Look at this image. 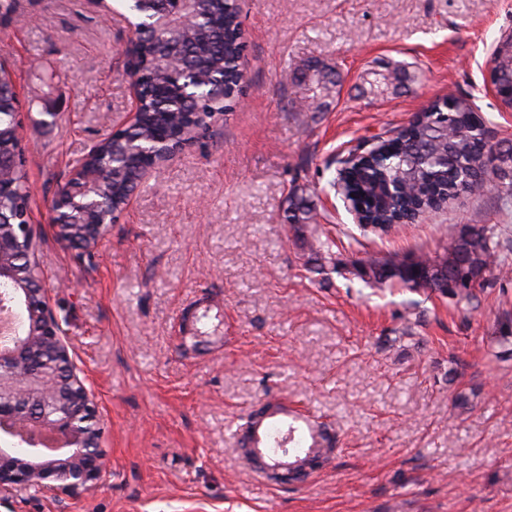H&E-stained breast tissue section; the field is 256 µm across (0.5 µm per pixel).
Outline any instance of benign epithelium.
I'll return each mask as SVG.
<instances>
[{
	"mask_svg": "<svg viewBox=\"0 0 512 512\" xmlns=\"http://www.w3.org/2000/svg\"><path fill=\"white\" fill-rule=\"evenodd\" d=\"M102 221L82 231L81 245L96 246L108 231ZM32 236L30 224L0 231V281L18 279L16 266L7 260L17 235ZM18 301L38 321L28 340L0 342V365H15L18 371L0 372V485L69 490L96 481L104 468L100 436L92 426L96 416L93 394L79 377L50 304L48 290L35 281L18 293ZM40 346L57 358L64 372L47 371L26 364L22 355ZM37 399L52 407V417L33 420L27 416V402ZM46 429L63 441V448L49 452L33 442L24 455L8 448L20 426Z\"/></svg>",
	"mask_w": 512,
	"mask_h": 512,
	"instance_id": "obj_1",
	"label": "benign epithelium"
}]
</instances>
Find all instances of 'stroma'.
Returning a JSON list of instances; mask_svg holds the SVG:
<instances>
[{"mask_svg": "<svg viewBox=\"0 0 512 512\" xmlns=\"http://www.w3.org/2000/svg\"><path fill=\"white\" fill-rule=\"evenodd\" d=\"M239 107L204 145L157 165L103 238L77 258L51 205L89 149L134 107L120 17L87 0H15L0 61L21 104L41 279L94 396L104 471L70 493L0 488V512H512V276L473 296L366 287L308 270L284 211L310 196L342 263L367 251L439 250L452 225L493 228L512 256V203L460 196L386 241L329 182L336 160L387 136L447 92L512 140V108L487 82L512 0H242ZM311 61L342 85L300 111L290 70ZM410 81L361 95L368 73ZM210 308L218 327L196 338ZM279 400L321 417L340 450L280 486L248 463L241 417ZM381 68L383 69L382 72L375 73L380 77L379 80L376 81L377 85L374 86V84L370 83V92L373 94L378 95L383 93L384 89L382 88V85L388 87L389 85L394 84V82L401 84L403 81L410 79L407 72L398 65H393L388 62Z\"/></svg>", "mask_w": 512, "mask_h": 512, "instance_id": "1", "label": "stroma"}]
</instances>
